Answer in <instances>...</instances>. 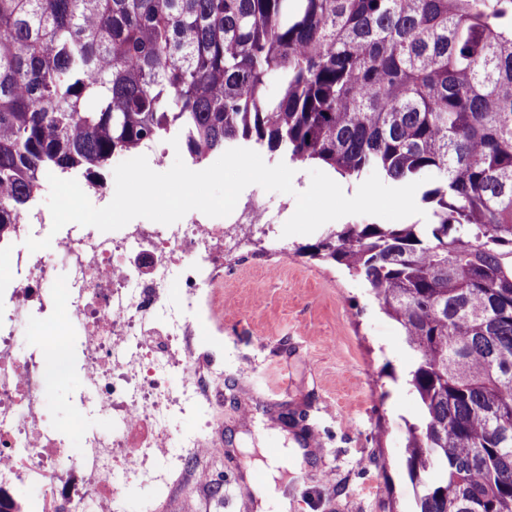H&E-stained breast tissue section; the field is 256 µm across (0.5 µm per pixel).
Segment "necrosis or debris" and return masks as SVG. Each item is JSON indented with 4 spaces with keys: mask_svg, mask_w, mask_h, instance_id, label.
I'll use <instances>...</instances> for the list:
<instances>
[{
    "mask_svg": "<svg viewBox=\"0 0 512 512\" xmlns=\"http://www.w3.org/2000/svg\"><path fill=\"white\" fill-rule=\"evenodd\" d=\"M257 229H270L261 203L225 224L196 210L180 224L130 223L109 235L71 223L32 252L26 239L45 236L40 207L14 225L0 250L10 271L0 286V512H123L133 480L154 490L140 512H157L192 483L194 462L223 455L208 412L224 394V365L197 338L224 279L227 239ZM62 301L81 333L84 393L111 423L80 429L72 444L47 423L48 366L63 339L17 348L32 318ZM185 416L195 426L174 437L172 422ZM23 482L34 496L12 495Z\"/></svg>",
    "mask_w": 512,
    "mask_h": 512,
    "instance_id": "obj_1",
    "label": "necrosis or debris"
}]
</instances>
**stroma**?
Instances as JSON below:
<instances>
[{
    "instance_id": "1",
    "label": "stroma",
    "mask_w": 512,
    "mask_h": 512,
    "mask_svg": "<svg viewBox=\"0 0 512 512\" xmlns=\"http://www.w3.org/2000/svg\"><path fill=\"white\" fill-rule=\"evenodd\" d=\"M295 192L310 185L309 166L294 168ZM294 192V194H295ZM294 194L251 185L243 195L266 204L272 223L285 224ZM336 222L309 235L255 236L224 255V284L206 316L200 344L224 350V408L211 420L226 452L198 465L190 489L202 512H255L240 487L250 454L292 443L293 432L315 426L320 445L305 449L299 467L280 468L276 486L288 512H415V489L401 463L409 422L420 413L406 383L415 363L401 326L383 313L364 282L335 262L310 257ZM288 264L276 275L280 247ZM287 380L288 393L268 404L270 385ZM78 360L53 389L51 426L108 428L81 408ZM219 485V499L203 497Z\"/></svg>"
}]
</instances>
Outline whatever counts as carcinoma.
<instances>
[{
    "label": "carcinoma",
    "instance_id": "1",
    "mask_svg": "<svg viewBox=\"0 0 512 512\" xmlns=\"http://www.w3.org/2000/svg\"><path fill=\"white\" fill-rule=\"evenodd\" d=\"M276 84L277 92L269 91ZM431 177L415 224L312 247L418 354L417 512H512V0H0V238L48 174L173 138Z\"/></svg>",
    "mask_w": 512,
    "mask_h": 512
}]
</instances>
